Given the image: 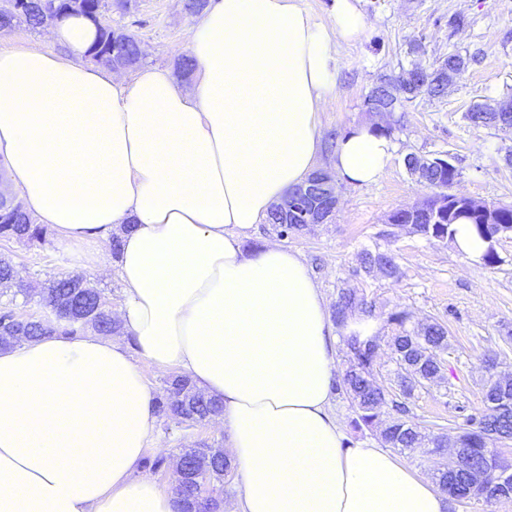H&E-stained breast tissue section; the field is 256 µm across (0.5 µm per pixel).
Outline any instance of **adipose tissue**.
Here are the masks:
<instances>
[{"label": "adipose tissue", "mask_w": 512, "mask_h": 512, "mask_svg": "<svg viewBox=\"0 0 512 512\" xmlns=\"http://www.w3.org/2000/svg\"><path fill=\"white\" fill-rule=\"evenodd\" d=\"M366 28L355 0L325 19L300 0H209L184 79L90 61L100 31L81 14L50 43L0 47V184L73 267L101 268L122 231L125 285L123 338L0 348V512H180L137 474L158 443L140 358L223 402L233 512H448L433 481L348 438L332 408L336 327L300 251L243 246L316 170L337 46ZM394 151L361 123L331 166L369 185Z\"/></svg>", "instance_id": "1"}]
</instances>
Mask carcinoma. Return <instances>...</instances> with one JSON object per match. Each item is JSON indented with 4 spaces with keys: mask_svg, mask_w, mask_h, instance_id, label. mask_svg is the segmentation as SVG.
Listing matches in <instances>:
<instances>
[{
    "mask_svg": "<svg viewBox=\"0 0 512 512\" xmlns=\"http://www.w3.org/2000/svg\"><path fill=\"white\" fill-rule=\"evenodd\" d=\"M106 0H21L19 10H0V29H10L15 23L24 21L33 29L64 18L71 13H81L100 25V40L92 50L91 58L114 66L127 67L141 58V50L135 36L110 26L101 25L106 13ZM466 61L457 54H450L431 72L412 69L398 79H389L376 86L365 99V104L389 102L402 106L421 94L438 95L448 84L454 82L465 70ZM465 118L475 125L505 127L512 126V112H500L495 107H474ZM419 174L427 183L441 181L445 184L457 176L456 168L441 171L433 167H421ZM390 220L398 224H410L412 233L429 240L453 239V225L464 222L474 225L475 231L490 243L484 259L489 264L498 261L491 247L500 225H512V206H500L495 210L493 223L483 222L472 203L464 198H455L438 205L435 198H426L417 204L411 213L397 210ZM280 236L304 229L301 216H285L276 208L269 217ZM41 227L18 210L11 214L0 213V238L27 237L41 240ZM361 269L369 274L377 269L389 277L398 273L394 256L389 251L367 252L362 258ZM43 302L52 311L70 312L69 318L54 324L41 319L22 322L12 311L0 310V347L24 340L60 334L74 336L78 329L91 327L102 335L110 336L118 329L112 312L99 306L102 291L81 276L55 278L43 289ZM372 348L356 351L347 346L349 366L341 379L336 381V390L345 393L354 405L357 426L369 430L378 429L382 440L400 452L411 450L420 444L421 432L410 416L407 399L414 390L433 381L440 373L439 353L448 345L445 328L438 322L420 329L403 330L392 337L394 363L401 378L399 401L379 385L358 366L374 358L375 340H369ZM159 413L183 421L201 422L222 411V405L197 391L191 381L182 375L169 378L162 395L156 400ZM467 435V465L460 473L448 476L445 471H436L439 486L455 501H491L488 493V458L495 453L486 446L485 437L490 434L512 433V377L490 374L483 395V408L464 415ZM181 479L175 488L184 503V512H219L221 502L208 494V487L215 481L224 480V470L231 464L224 458L221 448H186L177 462Z\"/></svg>",
    "mask_w": 512,
    "mask_h": 512,
    "instance_id": "carcinoma-1",
    "label": "carcinoma"
}]
</instances>
